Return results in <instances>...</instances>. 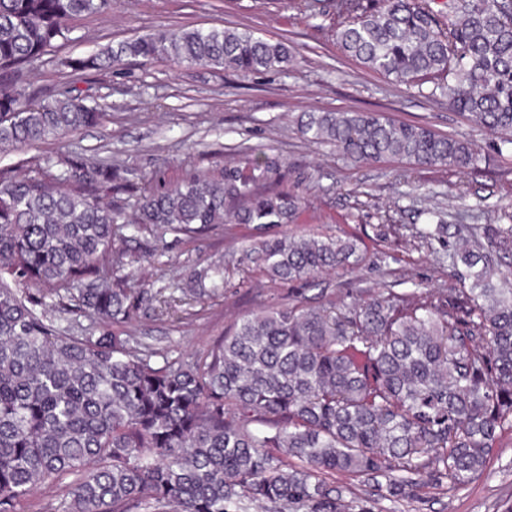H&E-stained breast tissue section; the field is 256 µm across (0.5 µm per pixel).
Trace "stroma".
Listing matches in <instances>:
<instances>
[{
  "instance_id": "obj_1",
  "label": "stroma",
  "mask_w": 512,
  "mask_h": 512,
  "mask_svg": "<svg viewBox=\"0 0 512 512\" xmlns=\"http://www.w3.org/2000/svg\"><path fill=\"white\" fill-rule=\"evenodd\" d=\"M336 0H112L111 12L70 22V39L58 56L92 53L112 41L161 26L249 29L283 40L299 58L285 71L259 74L179 68L165 60H129L104 73L71 77L48 63L27 73L35 96L74 81L103 105L97 126L47 142L34 151L0 153V170L20 177L30 154L73 151L88 160L123 166L139 184L172 187L195 173L218 174L226 160L278 158L284 183L305 204L294 223L275 234L351 235L365 255L360 264L322 274L306 296L412 290L433 295L460 287L449 255L452 237H422L431 213L481 237L512 205V149L469 117L451 110L430 87L406 88L343 56L336 47ZM378 111L401 122H419L448 137L473 143L474 167H412L396 160L357 163L334 146L313 144L298 131L306 112ZM250 224H228L222 233L186 241L167 236L145 268L152 289L188 287L197 267L221 262L224 288L202 304L154 315L142 304L135 336L163 348L169 358L206 348L240 315L287 302L294 289L269 282L240 265L241 249L255 235ZM345 498L369 512H512V442L488 458L484 472L446 491L424 487L408 503L375 495L369 484L341 476Z\"/></svg>"
}]
</instances>
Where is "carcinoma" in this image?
<instances>
[{
  "instance_id": "obj_1",
  "label": "carcinoma",
  "mask_w": 512,
  "mask_h": 512,
  "mask_svg": "<svg viewBox=\"0 0 512 512\" xmlns=\"http://www.w3.org/2000/svg\"><path fill=\"white\" fill-rule=\"evenodd\" d=\"M356 2L336 28L342 54L398 84L421 87L512 146V0ZM112 0H0V151H21L99 124L83 91L64 84L34 100L25 73L66 21ZM241 73L285 70L283 41L248 30L162 28L58 65L106 72L126 59ZM300 132L356 162L406 160L469 168L471 144L379 112H305ZM0 172V512L36 489H58L67 512H369L336 475L382 498H413L423 478L464 485L512 434V287L492 258L512 259V225L488 224L479 250L450 254L467 288L429 296L371 290L320 306L292 296L238 318L187 358L130 334L148 290L133 288L130 238L185 239L226 224L295 221L302 197L280 186L273 158L224 162L163 192L121 166L59 153ZM356 241L262 234L241 261L272 282L307 283L359 259ZM164 308L219 293L224 267L192 272ZM78 310L101 328H60ZM160 357L163 364L154 359Z\"/></svg>"
}]
</instances>
